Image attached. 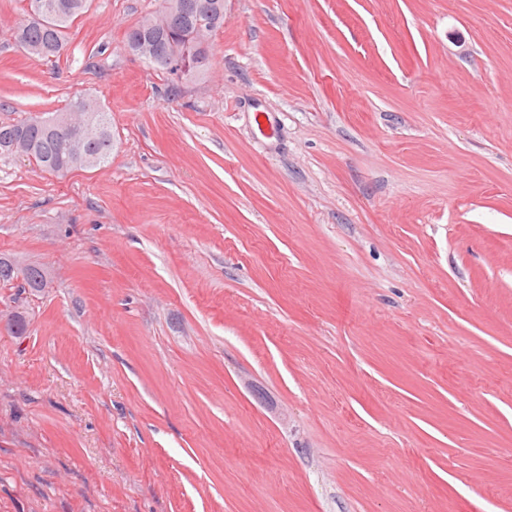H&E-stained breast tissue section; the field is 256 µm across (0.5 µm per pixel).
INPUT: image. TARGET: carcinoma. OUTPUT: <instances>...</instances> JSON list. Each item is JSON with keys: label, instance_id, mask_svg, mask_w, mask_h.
Instances as JSON below:
<instances>
[{"label": "carcinoma", "instance_id": "carcinoma-1", "mask_svg": "<svg viewBox=\"0 0 512 512\" xmlns=\"http://www.w3.org/2000/svg\"><path fill=\"white\" fill-rule=\"evenodd\" d=\"M89 0H29L30 9L25 19L13 32L14 41L29 56L48 60L60 55L64 49L66 29L88 9ZM190 4L179 24L157 35L162 48L172 45L186 47L193 41L192 33L197 22H203L208 32L224 26V0H205L208 9L199 15L191 8L197 0H186ZM89 121L99 127L95 139L83 146L81 155H74L67 147L68 139L55 131L43 117H34L16 124L0 125V156H12L13 144L20 138L32 146L31 161L42 170L55 175H64L77 168H92L94 164H105L112 155V128L107 113L96 106L81 112L74 118V126Z\"/></svg>", "mask_w": 512, "mask_h": 512}]
</instances>
